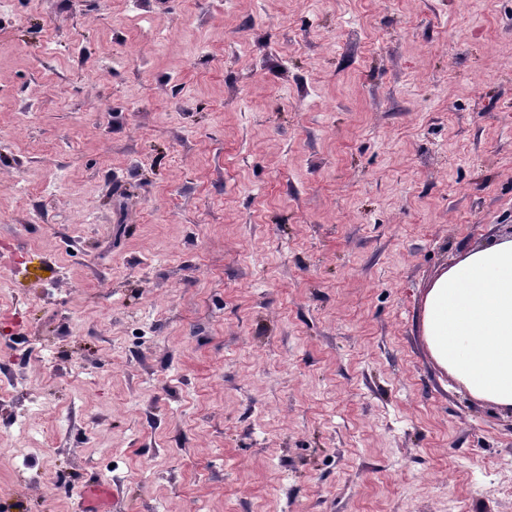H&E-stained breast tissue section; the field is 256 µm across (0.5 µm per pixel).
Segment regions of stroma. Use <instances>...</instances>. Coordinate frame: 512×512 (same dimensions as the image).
I'll return each mask as SVG.
<instances>
[{"label": "stroma", "instance_id": "35a3bbf8", "mask_svg": "<svg viewBox=\"0 0 512 512\" xmlns=\"http://www.w3.org/2000/svg\"><path fill=\"white\" fill-rule=\"evenodd\" d=\"M512 228V0H13L0 505L512 512L421 328Z\"/></svg>", "mask_w": 512, "mask_h": 512}]
</instances>
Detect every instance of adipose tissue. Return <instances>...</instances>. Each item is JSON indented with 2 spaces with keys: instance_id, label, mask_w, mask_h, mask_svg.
<instances>
[{
  "instance_id": "adipose-tissue-1",
  "label": "adipose tissue",
  "mask_w": 512,
  "mask_h": 512,
  "mask_svg": "<svg viewBox=\"0 0 512 512\" xmlns=\"http://www.w3.org/2000/svg\"><path fill=\"white\" fill-rule=\"evenodd\" d=\"M422 331L476 400L512 410V238L468 251L431 285Z\"/></svg>"
}]
</instances>
